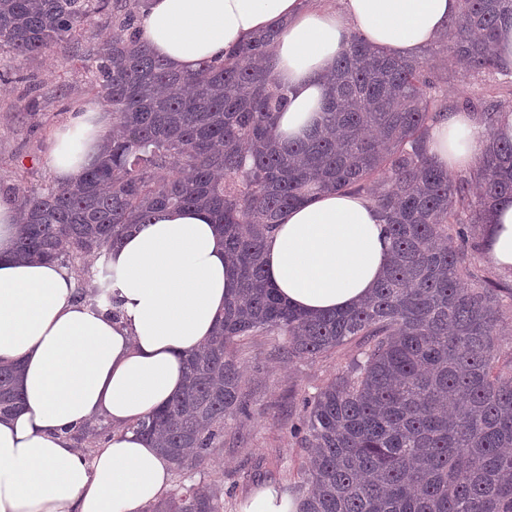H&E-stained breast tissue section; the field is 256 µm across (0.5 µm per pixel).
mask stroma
Segmentation results:
<instances>
[{
	"label": "stroma",
	"mask_w": 512,
	"mask_h": 512,
	"mask_svg": "<svg viewBox=\"0 0 512 512\" xmlns=\"http://www.w3.org/2000/svg\"><path fill=\"white\" fill-rule=\"evenodd\" d=\"M88 31L72 40L67 53L44 50L35 56L1 58L0 71L12 81H0V180L23 178L26 186L54 182L47 163L49 140L73 112L101 103L92 91L83 57L90 43L112 33L111 11L91 15ZM437 79L444 111H462L465 102L493 98L512 109V83L493 72L474 73L457 67L436 45L421 53ZM347 344L314 358H283L266 336L241 345L238 358L250 416L224 431V443L195 481L224 485V512H239L255 489L273 485L294 492L306 453L291 429L303 412L304 397L324 387L350 361Z\"/></svg>",
	"instance_id": "stroma-1"
}]
</instances>
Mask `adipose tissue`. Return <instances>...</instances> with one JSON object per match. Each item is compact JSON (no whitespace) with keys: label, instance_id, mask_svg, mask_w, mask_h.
Masks as SVG:
<instances>
[{"label":"adipose tissue","instance_id":"1","mask_svg":"<svg viewBox=\"0 0 512 512\" xmlns=\"http://www.w3.org/2000/svg\"><path fill=\"white\" fill-rule=\"evenodd\" d=\"M460 0H343L340 10H305L299 0H145L142 37L172 70L280 31L271 66L288 90L276 119L282 142L305 139L324 119L323 76L352 34L410 57L445 34ZM112 115L91 104L50 144L60 182L96 159ZM512 139V114L487 132L475 113L443 114L428 132L434 161L452 174L476 168L490 137ZM19 213L0 197V361L20 362L24 408L0 417V512H146L169 486V461L133 423L176 394L181 356L209 336L237 275L209 212L166 209L112 246L106 263L119 317L75 299L71 271L13 257ZM484 254L512 275V203L486 219ZM390 249L384 220L367 196L328 192L289 208L265 249L270 284L306 314L343 312L370 296ZM111 422L112 439L85 457L70 430Z\"/></svg>","mask_w":512,"mask_h":512}]
</instances>
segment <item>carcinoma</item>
Returning <instances> with one entry per match:
<instances>
[{
	"mask_svg": "<svg viewBox=\"0 0 512 512\" xmlns=\"http://www.w3.org/2000/svg\"><path fill=\"white\" fill-rule=\"evenodd\" d=\"M142 0H0V57L67 49L91 14L112 8V37L92 45L90 85L112 107L98 163L68 184L0 182L18 203L19 260L70 268L103 255L164 207L208 211L224 233L238 288L214 336L183 354L181 390L131 425L181 477L149 512H224L221 491L191 482L224 428L247 416L233 348L274 337V352L313 358L349 342L357 354L305 399L293 434L305 449L300 512H512V358L498 336L512 286L473 264L496 205L512 202V141L491 139L473 174L452 178L429 155L442 114L437 84L417 58L374 49L353 35L327 75L322 125L281 144L274 130L287 90L271 67L270 29L224 59L183 75L141 39ZM512 0H460L440 39L468 71L503 72L499 28ZM501 104L486 100L493 130ZM381 210L391 242L374 293L345 312L308 316L286 305L265 276L266 240L289 208L315 191L362 194ZM103 280L77 297L117 316ZM19 363L0 365V414L18 411ZM99 448L112 432L78 428Z\"/></svg>",
	"mask_w": 512,
	"mask_h": 512,
	"instance_id": "cac0c4a2",
	"label": "carcinoma"
}]
</instances>
